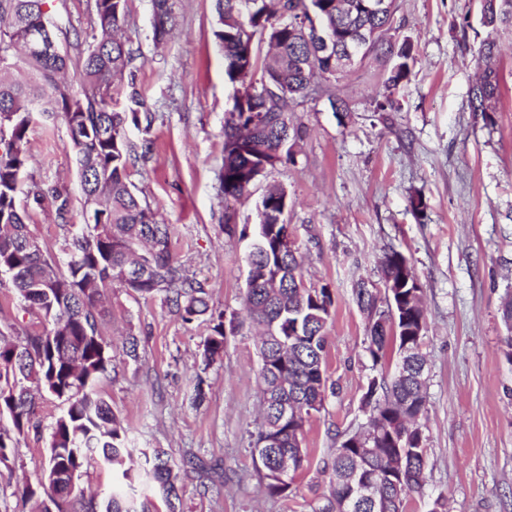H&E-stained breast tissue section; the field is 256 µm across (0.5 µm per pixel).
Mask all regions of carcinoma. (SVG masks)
I'll list each match as a JSON object with an SVG mask.
<instances>
[{"label":"carcinoma","mask_w":512,"mask_h":512,"mask_svg":"<svg viewBox=\"0 0 512 512\" xmlns=\"http://www.w3.org/2000/svg\"><path fill=\"white\" fill-rule=\"evenodd\" d=\"M178 0H153V35L163 40ZM213 36L224 58V73L232 85L248 86L235 111L224 118V164L220 191L239 199L259 179L255 166L279 151L278 162H295L293 148L305 130L291 123L289 112L305 99L324 91L322 82L338 72L348 49L372 32L364 56L386 59L384 92L374 111L397 112L396 97L408 81L415 62L410 39L383 38L393 27L395 0L386 9H368L371 0H213ZM47 0H0V114L8 112L9 138L0 137V268L12 288L38 323L24 336L0 331V464L8 465L19 438L39 430V400L48 393L66 405L52 426L46 470L56 474L55 496L42 503V512H159L142 491L154 485L167 512H176L183 475L201 467L190 456L179 467L165 452H140L134 465L133 450L126 446V430L111 405L94 389V383L112 367V345L99 329V307L112 283L143 296L161 294L181 317L190 321L207 315L211 334L204 342L202 364L212 365L224 353V313H214L203 284L187 277L173 252L171 225L157 218L141 202L129 181L132 147L125 138L128 120H138L137 110L116 112L107 101L112 86L122 79L131 51L116 32L125 21L128 0H97L93 43L77 60L79 79L65 80L71 59L66 52L47 53L30 39L32 32L58 42L55 32L41 30ZM303 13V19L283 24L277 14ZM331 31L334 47L318 52L311 23ZM481 22L493 30L512 26V8L504 0H481ZM272 54L261 57L262 43ZM495 42L480 50L484 65L470 90L472 111L493 122L499 94L496 71L490 62ZM60 117L69 133L68 149L83 180L84 224L64 239L69 274L57 269L46 245L37 243L27 224L28 204H49L63 224L72 219L67 192L33 182L22 191L29 154L27 131L34 113ZM260 123H254L255 117ZM26 204H20L19 193ZM288 192L282 186L268 189L263 224L265 249L252 256L254 285L244 299L245 316L264 327L257 345L263 357L258 373L263 402V423L257 436L274 434L278 444L271 454L254 461L267 492L281 496L288 482L275 475L280 460L292 461V472L308 462L303 430L311 413L323 408L326 396V327L333 299L328 288H298L303 281L302 259L282 254L277 241L290 227L285 219ZM384 280L398 281L402 272L412 275L401 253L381 258ZM413 283L385 295L359 282L353 295L366 315L368 351L380 367L363 395L375 451L356 446L357 432L342 436L327 464L329 492L312 512H404L406 497L423 494L427 461L420 419L426 410V383L420 371L425 357L409 361L405 344L415 339L423 310L409 305ZM501 319L508 336L502 354L512 364V291L501 302ZM272 392L292 403L285 421L267 399ZM112 469L116 491L99 503L97 494L76 489L73 480L97 465ZM372 479L384 484L377 504L358 497L357 482Z\"/></svg>","instance_id":"cac0c4a2"}]
</instances>
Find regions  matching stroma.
Returning a JSON list of instances; mask_svg holds the SVG:
<instances>
[{
	"instance_id": "stroma-1",
	"label": "stroma",
	"mask_w": 512,
	"mask_h": 512,
	"mask_svg": "<svg viewBox=\"0 0 512 512\" xmlns=\"http://www.w3.org/2000/svg\"><path fill=\"white\" fill-rule=\"evenodd\" d=\"M54 24L92 42L94 0H49ZM152 0H129L120 35L135 59L112 87L114 109L127 92L145 93L149 121L127 124L135 147L130 180L172 226L173 247L188 277L204 284L210 305L235 322L224 355L203 367L211 323L183 321L162 297L113 284L101 321L113 368L96 384L128 430V447L160 449L175 465L191 455L220 467L222 478L195 471L179 489L180 512H310L329 489L324 466L342 435L366 421L362 406L373 360L366 319L352 290L382 288L379 264L396 250L423 290L428 360L424 495L405 512H429L444 497L448 512H512V365L502 355L500 304L512 287V27L488 32L480 0H397L396 38H409L416 63L398 93L401 109L379 117L386 65L370 58L339 75L333 88L349 102L337 121L326 97L307 100L294 119L307 134L294 163L268 169L249 194L225 208L220 192L224 114L234 89L213 37L212 0H180L166 41L153 38ZM494 37L499 102L493 124L471 111L470 88L483 41ZM26 181L58 185L80 201L77 165L61 119L36 115L27 133ZM284 186L290 231L306 287L329 288L323 409L304 428L309 462L289 475L285 495L260 484L249 451L261 426L260 362L245 318L248 243L224 233V217L256 224L267 186ZM426 208L416 215L412 195ZM139 343L125 360L126 338ZM63 409L45 396L40 433L21 437L0 465V512H33L24 494L47 464L51 427Z\"/></svg>"
}]
</instances>
